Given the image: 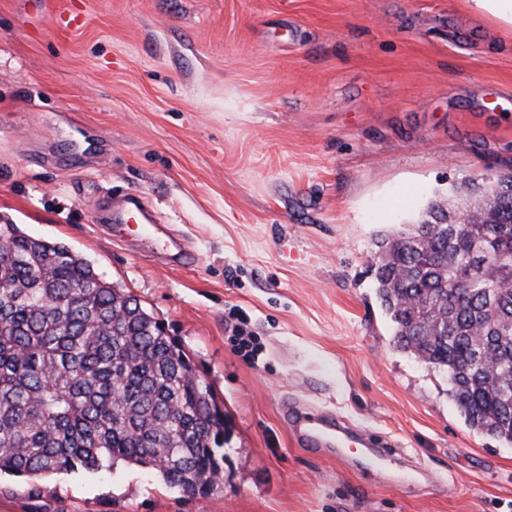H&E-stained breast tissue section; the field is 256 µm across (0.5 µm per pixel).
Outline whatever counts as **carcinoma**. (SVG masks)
Instances as JSON below:
<instances>
[{
    "label": "carcinoma",
    "instance_id": "carcinoma-1",
    "mask_svg": "<svg viewBox=\"0 0 512 512\" xmlns=\"http://www.w3.org/2000/svg\"><path fill=\"white\" fill-rule=\"evenodd\" d=\"M472 203L376 237L369 267L397 347L446 373L472 429L512 444V170ZM0 474L150 467L209 494L224 409L190 356L80 254L0 224Z\"/></svg>",
    "mask_w": 512,
    "mask_h": 512
}]
</instances>
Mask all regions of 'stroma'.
Returning <instances> with one entry per match:
<instances>
[{
    "label": "stroma",
    "instance_id": "35a3bbf8",
    "mask_svg": "<svg viewBox=\"0 0 512 512\" xmlns=\"http://www.w3.org/2000/svg\"><path fill=\"white\" fill-rule=\"evenodd\" d=\"M512 169V22L469 0H0V224L125 288L224 404L206 496L118 465L0 477V512H512V446L396 347L373 239ZM120 191L175 267L94 221ZM247 325L261 350L234 346ZM390 442L300 448L282 407ZM124 197L125 201L128 204L133 205L141 213L145 222L148 223V225L145 226L146 240L152 245L163 244L170 251V264H191L195 261L194 256L181 244L171 239L169 240V244H167L163 238L154 234L157 231V228L150 224L152 222L150 202L145 196L137 192H129ZM172 245L175 246V252L171 251Z\"/></svg>",
    "mask_w": 512,
    "mask_h": 512
}]
</instances>
